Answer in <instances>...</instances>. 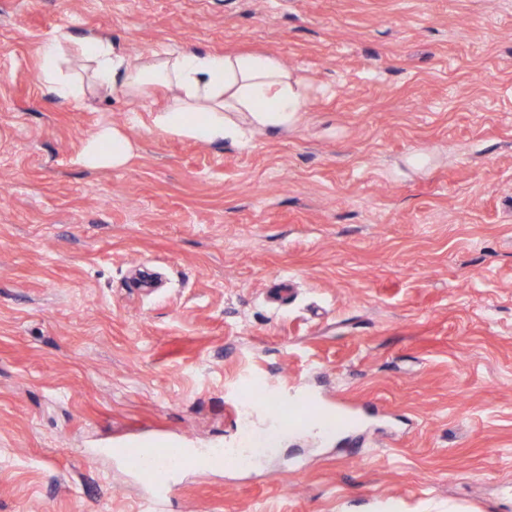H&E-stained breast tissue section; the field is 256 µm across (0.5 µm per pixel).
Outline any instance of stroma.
Instances as JSON below:
<instances>
[{"instance_id":"stroma-1","label":"stroma","mask_w":512,"mask_h":512,"mask_svg":"<svg viewBox=\"0 0 512 512\" xmlns=\"http://www.w3.org/2000/svg\"><path fill=\"white\" fill-rule=\"evenodd\" d=\"M66 36L275 56L285 127L159 128ZM109 125L127 162L88 167ZM341 396L279 439L237 396ZM275 440L174 468L162 512H512V0H0V512H151L130 448ZM60 37L47 38L40 46V79L58 99L67 101L79 96L81 86L62 69L63 50Z\"/></svg>"}]
</instances>
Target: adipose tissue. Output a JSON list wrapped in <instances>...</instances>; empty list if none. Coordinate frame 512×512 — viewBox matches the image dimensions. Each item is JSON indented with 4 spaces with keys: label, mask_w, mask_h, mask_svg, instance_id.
I'll use <instances>...</instances> for the list:
<instances>
[{
    "label": "adipose tissue",
    "mask_w": 512,
    "mask_h": 512,
    "mask_svg": "<svg viewBox=\"0 0 512 512\" xmlns=\"http://www.w3.org/2000/svg\"><path fill=\"white\" fill-rule=\"evenodd\" d=\"M39 54L42 84L63 101L79 96L80 85L62 69L60 38H47ZM82 54L103 90L128 94L153 85L167 87L174 102L159 117V126L202 141L229 136L225 113L247 112L259 122L279 126L294 120L309 104L304 80L264 53L216 54L162 47L147 58H132L116 51L110 41L92 37L83 41ZM131 152L126 137L104 127L88 141L83 161L92 167H112L125 163Z\"/></svg>",
    "instance_id": "ef3b65f1"
}]
</instances>
